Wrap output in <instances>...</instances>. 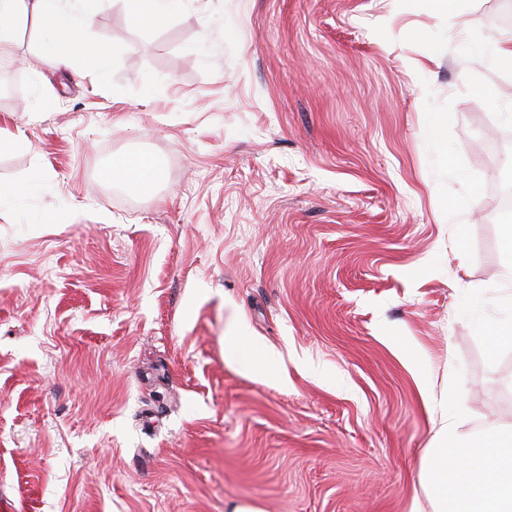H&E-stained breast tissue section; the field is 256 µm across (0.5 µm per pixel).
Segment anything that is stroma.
<instances>
[{
    "mask_svg": "<svg viewBox=\"0 0 512 512\" xmlns=\"http://www.w3.org/2000/svg\"><path fill=\"white\" fill-rule=\"evenodd\" d=\"M184 0L0 61V512H409L436 427L512 425V0ZM148 152L145 193L105 182ZM244 320L276 366L224 360ZM128 14L135 24H154L178 14L183 0H125ZM103 176L109 182L118 180L129 189L141 190L160 180L163 170L158 161L147 153H126L113 156L103 170Z\"/></svg>",
    "mask_w": 512,
    "mask_h": 512,
    "instance_id": "1",
    "label": "stroma"
}]
</instances>
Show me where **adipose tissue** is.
Segmentation results:
<instances>
[{
  "mask_svg": "<svg viewBox=\"0 0 512 512\" xmlns=\"http://www.w3.org/2000/svg\"><path fill=\"white\" fill-rule=\"evenodd\" d=\"M102 3L79 0L74 9L66 0H0V55L10 34L31 21L45 64L106 81L114 49L106 40L84 36ZM103 176L141 190L160 180L163 170L149 154L126 153L113 157ZM224 354L228 364L252 373L266 370L272 359L238 321L224 336ZM419 483L426 499L413 501L411 512H423L426 503L432 512H512V425L475 436L462 432L456 417L441 414L421 461Z\"/></svg>",
  "mask_w": 512,
  "mask_h": 512,
  "instance_id": "obj_1",
  "label": "adipose tissue"
}]
</instances>
